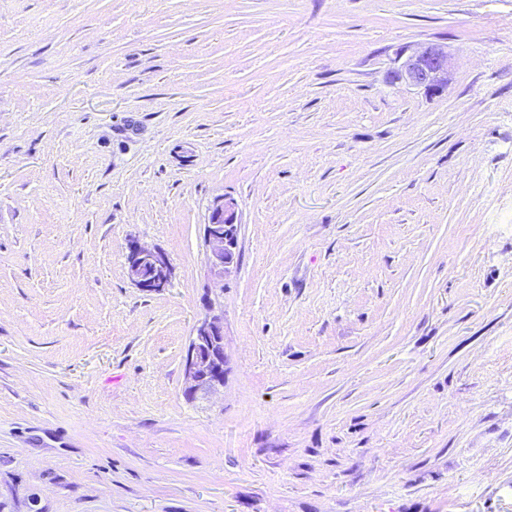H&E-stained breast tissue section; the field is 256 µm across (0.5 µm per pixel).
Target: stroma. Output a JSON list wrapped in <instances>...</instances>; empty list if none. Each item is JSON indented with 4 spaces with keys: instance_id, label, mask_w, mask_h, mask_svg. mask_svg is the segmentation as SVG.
<instances>
[{
    "instance_id": "obj_1",
    "label": "stroma",
    "mask_w": 512,
    "mask_h": 512,
    "mask_svg": "<svg viewBox=\"0 0 512 512\" xmlns=\"http://www.w3.org/2000/svg\"><path fill=\"white\" fill-rule=\"evenodd\" d=\"M0 512H512V0H0ZM395 78L439 93L448 83V51L438 46L424 48L399 65ZM234 205L233 202L224 201V197L217 200L211 207L205 224L207 263L218 283L223 281L226 273L238 265L240 223L237 222ZM126 271L130 281L140 290L160 293L172 279V266L161 250L131 241L127 245ZM187 396L224 385V321L206 316L196 324L185 359Z\"/></svg>"
}]
</instances>
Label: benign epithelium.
Wrapping results in <instances>:
<instances>
[{
  "instance_id": "1",
  "label": "benign epithelium",
  "mask_w": 512,
  "mask_h": 512,
  "mask_svg": "<svg viewBox=\"0 0 512 512\" xmlns=\"http://www.w3.org/2000/svg\"><path fill=\"white\" fill-rule=\"evenodd\" d=\"M395 78L410 85L438 93L448 83V52L438 46H428L404 60L395 71ZM239 223L235 206L224 199L217 200L209 211L205 224L207 263L216 282L238 265ZM126 271L130 281L140 290L159 293L172 279L168 256L155 248L136 241L127 245ZM188 387L186 395L224 385V321L207 316L196 324L185 359Z\"/></svg>"
}]
</instances>
